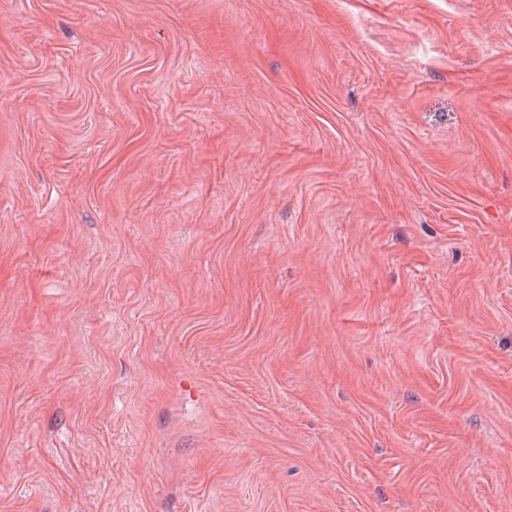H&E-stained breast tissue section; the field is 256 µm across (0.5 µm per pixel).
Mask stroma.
Instances as JSON below:
<instances>
[{
  "instance_id": "stroma-1",
  "label": "stroma",
  "mask_w": 512,
  "mask_h": 512,
  "mask_svg": "<svg viewBox=\"0 0 512 512\" xmlns=\"http://www.w3.org/2000/svg\"><path fill=\"white\" fill-rule=\"evenodd\" d=\"M0 512H512V0H0Z\"/></svg>"
}]
</instances>
